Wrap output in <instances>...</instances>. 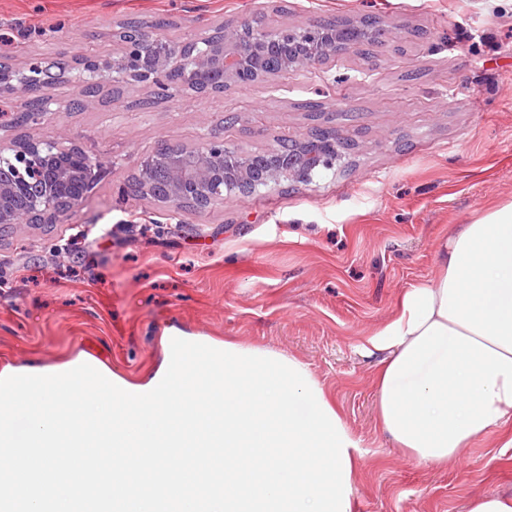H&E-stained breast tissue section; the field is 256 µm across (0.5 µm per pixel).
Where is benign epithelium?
<instances>
[{
    "label": "benign epithelium",
    "instance_id": "1",
    "mask_svg": "<svg viewBox=\"0 0 512 512\" xmlns=\"http://www.w3.org/2000/svg\"><path fill=\"white\" fill-rule=\"evenodd\" d=\"M112 57L90 53L37 57L22 65L0 61V99H21L22 111L10 124L43 123L52 99L46 92L70 84L83 96V107L104 104L89 95L108 81L114 86H140L165 98L176 83L188 95L222 93L266 77L269 56L279 59V72L297 73L344 50L340 29L314 21L302 28L257 25L244 19L186 41L179 48L158 46V37L134 32L120 38ZM345 146L321 135L304 136L288 151L242 154L226 145L219 130L201 132L196 147L166 145L162 152L140 158L122 192L151 196L155 178L165 184L162 202L173 210L186 205L205 209L227 198L248 196L255 182L274 188L284 182L309 185L326 170L345 165ZM109 170L95 149L62 135L53 140L0 137V228L14 224H54L84 201Z\"/></svg>",
    "mask_w": 512,
    "mask_h": 512
}]
</instances>
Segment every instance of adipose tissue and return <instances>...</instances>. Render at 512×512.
I'll use <instances>...</instances> for the list:
<instances>
[{
    "mask_svg": "<svg viewBox=\"0 0 512 512\" xmlns=\"http://www.w3.org/2000/svg\"><path fill=\"white\" fill-rule=\"evenodd\" d=\"M438 257L368 339L381 430L435 465L512 422V201L451 227Z\"/></svg>",
    "mask_w": 512,
    "mask_h": 512,
    "instance_id": "ef3b65f1",
    "label": "adipose tissue"
}]
</instances>
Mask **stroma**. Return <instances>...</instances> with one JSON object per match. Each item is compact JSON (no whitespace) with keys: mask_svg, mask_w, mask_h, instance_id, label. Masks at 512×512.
I'll return each mask as SVG.
<instances>
[{"mask_svg":"<svg viewBox=\"0 0 512 512\" xmlns=\"http://www.w3.org/2000/svg\"><path fill=\"white\" fill-rule=\"evenodd\" d=\"M268 25L377 17L409 31L316 69L207 96L131 109H52L31 136L69 134L113 164L55 224L0 229V368L83 358L133 378L163 357L174 328L231 338L306 362L360 442L355 512H467L481 494H512L501 433L445 465L404 457L376 425L375 357L366 340L401 293L432 278L450 227L512 201V5L504 0H0L15 62L61 52L109 56L116 22L167 21L177 44L252 12ZM319 103L313 114L310 103ZM353 140L345 171L281 184L205 210L124 197L136 161L161 142L194 146L206 128L263 152L317 125ZM143 227L127 229L128 216ZM111 240L97 244L101 230Z\"/></svg>","mask_w":512,"mask_h":512,"instance_id":"obj_1","label":"stroma"}]
</instances>
